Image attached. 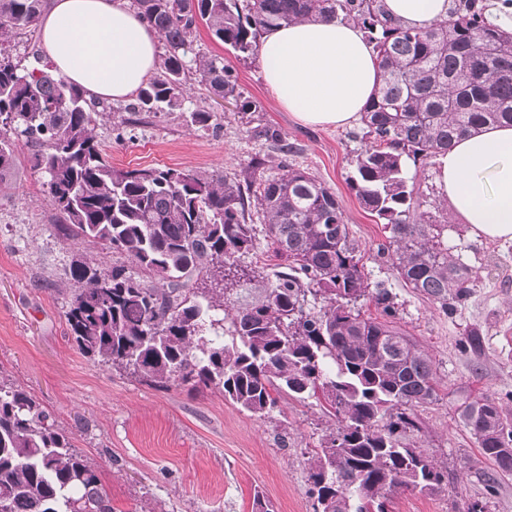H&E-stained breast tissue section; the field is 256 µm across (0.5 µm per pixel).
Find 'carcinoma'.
I'll list each match as a JSON object with an SVG mask.
<instances>
[{"label": "carcinoma", "instance_id": "carcinoma-1", "mask_svg": "<svg viewBox=\"0 0 512 512\" xmlns=\"http://www.w3.org/2000/svg\"><path fill=\"white\" fill-rule=\"evenodd\" d=\"M164 42L153 75L124 111L181 110L195 72L214 96L246 115L262 111L242 96L224 58L195 51L198 25L232 53L257 58L265 33L301 21L356 23L373 45L382 81L358 132L350 188L390 231L381 251L404 284L448 315L472 294L475 276L443 239L423 206L408 163L426 165L453 141L488 124L512 125V34L491 24L483 0H453L448 17L412 29L383 0H132ZM43 0H0V45L36 24ZM103 102L55 72L0 56V184L16 166V140L33 147L47 177L46 200L74 240L125 255L134 268L72 260L78 284L65 319L81 355L131 371L156 388L214 389L263 420L287 394L328 401L336 431L309 459L313 512H390L398 491L433 496L448 475L408 435L421 432L416 409L439 399L433 361L395 325L389 292L371 286L339 200L308 169L288 163L294 147L258 122L251 139L271 152L244 182L193 169H118L94 133ZM286 266L263 285V299L232 303L255 249L251 206ZM162 281L167 288L155 287ZM321 300L308 306V297ZM369 298L381 318L363 314ZM478 358L483 332L466 330ZM459 415L500 476L512 475V419L498 399L463 397ZM0 512H112L92 464L70 433L20 385L0 380Z\"/></svg>", "mask_w": 512, "mask_h": 512}]
</instances>
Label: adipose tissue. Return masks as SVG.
<instances>
[{
    "instance_id": "1",
    "label": "adipose tissue",
    "mask_w": 512,
    "mask_h": 512,
    "mask_svg": "<svg viewBox=\"0 0 512 512\" xmlns=\"http://www.w3.org/2000/svg\"><path fill=\"white\" fill-rule=\"evenodd\" d=\"M420 27L447 17L450 0H385ZM159 36L127 0H50L39 47L55 70L98 99H128L155 70ZM258 63L267 89L298 122L350 127L381 82L375 54L353 23H292L269 31ZM435 182L471 235L512 241V126L491 125L433 160Z\"/></svg>"
}]
</instances>
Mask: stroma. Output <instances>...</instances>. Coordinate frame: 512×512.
<instances>
[{
    "label": "stroma",
    "mask_w": 512,
    "mask_h": 512,
    "mask_svg": "<svg viewBox=\"0 0 512 512\" xmlns=\"http://www.w3.org/2000/svg\"><path fill=\"white\" fill-rule=\"evenodd\" d=\"M201 52L223 57L244 95L260 101V120L294 143L296 164L309 168L342 201L350 237L371 281L390 291L399 328L431 356L440 386L438 401L419 408L421 443L448 473L433 496L405 492L394 512H512V475L495 477L493 465L464 429L461 391L495 396L512 415V243L473 239L466 225L451 221L444 236L472 268L477 286L454 316L406 288L388 256L386 240L348 184L360 141L345 129L296 122L266 88L257 62L237 58L196 32ZM217 113L219 128L192 124L190 113ZM246 119L232 102L213 97L191 80L180 111L158 117L133 115L115 132L100 119L95 133L114 167H172L243 177L264 147L250 140ZM18 147L17 166L0 186V377L39 398L57 425L94 465L112 512H253V494L263 491L278 512H313L307 494L308 454L336 422L316 399L283 397L279 411L257 420L216 392L153 389L127 373L94 363L68 339L66 304L74 285L68 270L75 253L102 267L123 263L104 246L74 243L60 229L44 199L41 173ZM484 329V355L473 362L461 345L468 326Z\"/></svg>",
    "instance_id": "obj_1"
}]
</instances>
